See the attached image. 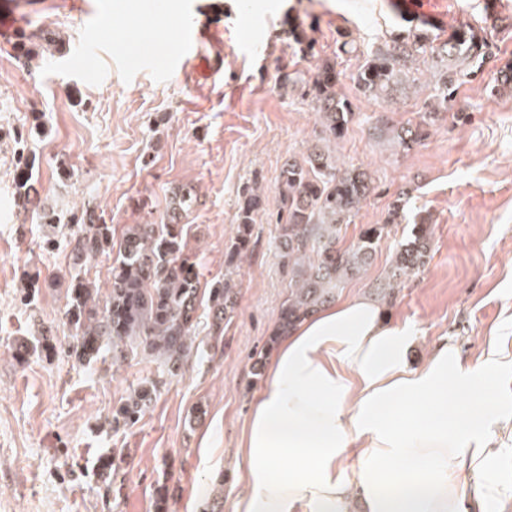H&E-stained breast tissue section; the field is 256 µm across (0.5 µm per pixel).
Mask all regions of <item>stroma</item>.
<instances>
[{"instance_id": "1", "label": "stroma", "mask_w": 512, "mask_h": 512, "mask_svg": "<svg viewBox=\"0 0 512 512\" xmlns=\"http://www.w3.org/2000/svg\"><path fill=\"white\" fill-rule=\"evenodd\" d=\"M445 26L496 25V56L456 85L451 109L409 154L372 139L379 113L415 118L429 90L394 101L361 94L351 79L367 51L401 26V16ZM0 512H202L227 502L244 466L236 443L265 382L253 363L288 296L276 247L278 176L319 132L308 81L317 58H336L340 92L354 118L333 145L367 167L378 188L343 235L385 223L407 192L401 223L343 294L376 296L398 241L415 220L433 229L430 258L383 305L411 322V356L448 339L480 360L490 339L512 355V87L496 88L512 63V0H0ZM305 28L315 55L288 37ZM350 31L356 52L337 54ZM201 55L195 70L179 61ZM298 83L281 88L279 68ZM28 155L31 191L21 198L17 158ZM260 184L252 251L222 344L208 318L190 359L171 369L141 354L80 364L65 350L66 286L78 267L49 215L91 210L120 241L129 224H158L173 193L190 192L182 215L202 285L224 276L247 189ZM25 345V361L10 348ZM161 393L139 422L112 427V412L147 380ZM121 468L104 495L98 462ZM223 486H215L216 476Z\"/></svg>"}]
</instances>
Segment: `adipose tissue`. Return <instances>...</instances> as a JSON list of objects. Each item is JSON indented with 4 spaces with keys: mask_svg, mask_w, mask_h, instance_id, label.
<instances>
[{
    "mask_svg": "<svg viewBox=\"0 0 512 512\" xmlns=\"http://www.w3.org/2000/svg\"><path fill=\"white\" fill-rule=\"evenodd\" d=\"M418 336L348 295L283 337L237 442L230 512H504L502 351L473 362L443 340L416 363Z\"/></svg>",
    "mask_w": 512,
    "mask_h": 512,
    "instance_id": "adipose-tissue-1",
    "label": "adipose tissue"
}]
</instances>
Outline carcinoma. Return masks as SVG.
I'll return each instance as SVG.
<instances>
[{
  "mask_svg": "<svg viewBox=\"0 0 512 512\" xmlns=\"http://www.w3.org/2000/svg\"><path fill=\"white\" fill-rule=\"evenodd\" d=\"M403 31L372 48L352 79L370 98L392 100L395 93L430 78L433 104L416 121L396 124L386 115L376 118L371 136L406 154L430 135L440 109L448 107L459 80L477 75L492 47V34L462 22L448 36L435 26L401 17ZM341 73L336 63L316 64L310 84L316 119L321 127L317 142L302 160L288 159L280 169L281 198L277 247L288 275V298L269 342L288 333L296 323L331 303L343 283L370 263L391 225L402 218L404 202L395 199L387 223L367 224L347 246L341 245L344 226L353 223L362 205L376 191V179L361 165L338 162L329 143L345 137L354 112L351 102L336 90ZM197 203L192 193L175 196L163 224H129L112 258V225L79 224L71 218L68 244L84 265L113 260L105 294L81 274L66 289L65 317L73 331L68 356L90 362L108 349L115 363L127 360L138 347L165 362L179 364L190 353L199 319L200 275L196 254L187 247L178 216ZM258 196L246 198L238 216L237 234L225 248L224 278L208 291V310L217 336L237 305L239 263L251 251L253 212ZM432 230L425 219L414 222L410 235L398 244L388 281L381 291H392L420 271L430 258ZM157 385L143 387L112 412L115 425L133 426L157 396Z\"/></svg>",
  "mask_w": 512,
  "mask_h": 512,
  "instance_id": "carcinoma-1",
  "label": "carcinoma"
}]
</instances>
